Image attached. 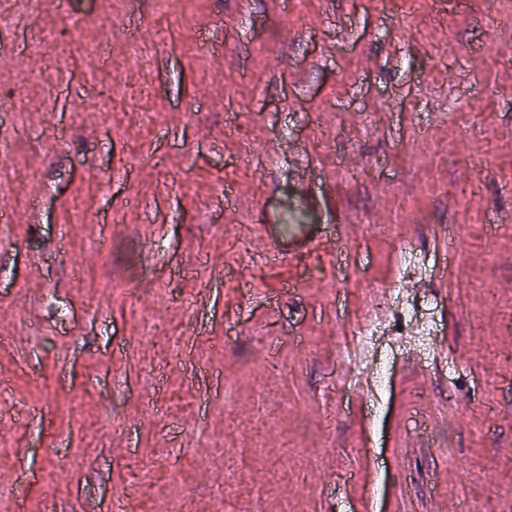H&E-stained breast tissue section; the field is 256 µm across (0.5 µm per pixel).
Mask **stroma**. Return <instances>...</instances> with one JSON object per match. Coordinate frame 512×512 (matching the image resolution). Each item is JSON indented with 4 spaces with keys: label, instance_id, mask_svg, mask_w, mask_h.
Wrapping results in <instances>:
<instances>
[{
    "label": "stroma",
    "instance_id": "stroma-1",
    "mask_svg": "<svg viewBox=\"0 0 512 512\" xmlns=\"http://www.w3.org/2000/svg\"><path fill=\"white\" fill-rule=\"evenodd\" d=\"M511 18L0 0V512H512ZM392 284L455 362L379 405L336 338ZM281 236L288 239V258L308 252L317 239L313 224H279Z\"/></svg>",
    "mask_w": 512,
    "mask_h": 512
}]
</instances>
